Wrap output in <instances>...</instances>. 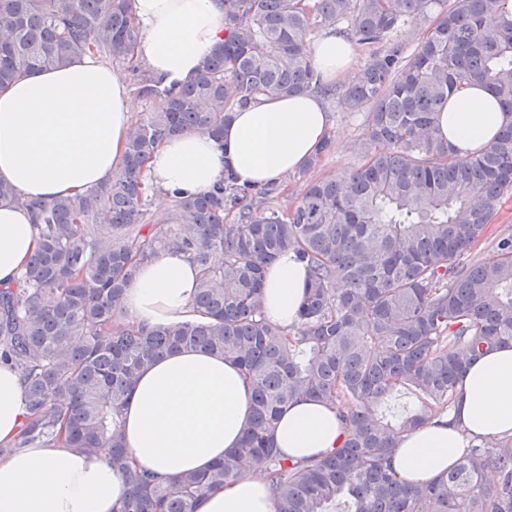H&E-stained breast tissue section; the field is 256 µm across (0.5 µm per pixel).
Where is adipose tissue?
<instances>
[{"label":"adipose tissue","mask_w":512,"mask_h":512,"mask_svg":"<svg viewBox=\"0 0 512 512\" xmlns=\"http://www.w3.org/2000/svg\"><path fill=\"white\" fill-rule=\"evenodd\" d=\"M141 38L134 60L168 83L193 81L224 30V0H132ZM353 42L329 32L311 47L324 82L345 74ZM135 108L111 64L84 54L63 68L35 71L0 92V180L21 198L0 204V282L15 280L38 247L27 205L72 196L121 168ZM512 113L476 82L451 94L439 115L442 138L457 154H478ZM332 120L321 95H261L236 110L215 142L195 132L163 140L144 176L167 192L208 190L233 171L239 182H280L326 140ZM308 268L294 252L265 270L262 312L284 329L299 322ZM195 267L167 252L141 267L125 296L130 320L176 323L197 317ZM27 413L18 374L0 363V444L15 442ZM252 414L239 366L200 348L166 354L137 380L124 410L132 459L159 478L207 469L238 447ZM512 437V345L470 359L447 411L404 434L392 465L416 485L439 478L473 443ZM343 428L325 402L301 397L278 421L274 442L294 460L338 448ZM124 493L104 453L32 445L0 458V512H115ZM195 512H276L269 484L244 475L203 494Z\"/></svg>","instance_id":"1"}]
</instances>
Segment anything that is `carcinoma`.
Here are the masks:
<instances>
[{
	"instance_id": "carcinoma-1",
	"label": "carcinoma",
	"mask_w": 512,
	"mask_h": 512,
	"mask_svg": "<svg viewBox=\"0 0 512 512\" xmlns=\"http://www.w3.org/2000/svg\"><path fill=\"white\" fill-rule=\"evenodd\" d=\"M505 0H224V37L197 79L136 75L152 102L114 178L32 203L39 244L20 277L0 284V359L24 385L27 445L108 449L124 495L115 512H194L205 492L251 474L271 485L276 512H512V438L468 448L439 480L408 485L392 454L402 434L446 410L466 361L512 342V236L498 257L463 263L512 190V126L459 157L439 112L477 80L512 111V12ZM441 12L429 21L436 8ZM354 17L351 37L380 50L346 85L322 82L309 50L318 27ZM421 27L406 54L396 40ZM140 27L131 0H0V88L92 53L133 63ZM320 92L344 111H371L360 162L308 185L287 211L275 188L232 173L198 194L175 192L151 223L156 192L143 172L162 140L194 131L216 141L259 95ZM236 222L224 223L229 215ZM182 254L198 270L200 318L125 319L140 267ZM292 251L309 284L292 330L267 320L266 266ZM180 348L237 363L253 395L239 447L204 473L162 481L133 464L123 411L142 371ZM300 395L336 407L344 439L294 462L273 431Z\"/></svg>"
}]
</instances>
